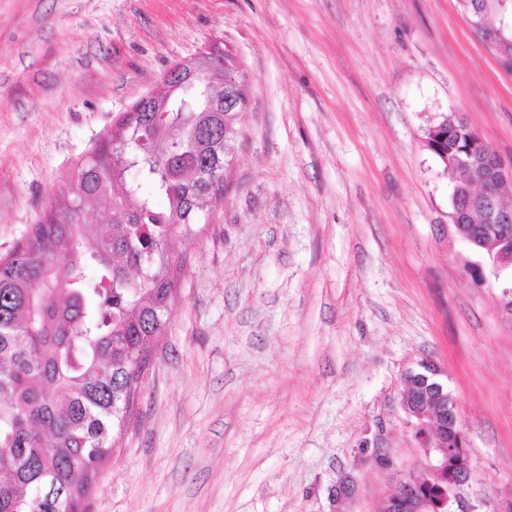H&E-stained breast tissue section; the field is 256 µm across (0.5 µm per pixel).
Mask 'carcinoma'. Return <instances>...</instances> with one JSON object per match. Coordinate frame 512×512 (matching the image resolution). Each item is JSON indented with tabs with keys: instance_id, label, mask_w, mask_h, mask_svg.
Listing matches in <instances>:
<instances>
[{
	"instance_id": "1",
	"label": "carcinoma",
	"mask_w": 512,
	"mask_h": 512,
	"mask_svg": "<svg viewBox=\"0 0 512 512\" xmlns=\"http://www.w3.org/2000/svg\"><path fill=\"white\" fill-rule=\"evenodd\" d=\"M211 96V112L124 113L46 221L0 257V512H90L183 273L171 240L202 232L227 194L212 185L226 181L244 113L224 119V84ZM470 130L455 119L430 145L470 153ZM88 204L107 222L85 223ZM413 485L435 502L443 480Z\"/></svg>"
}]
</instances>
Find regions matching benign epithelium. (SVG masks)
<instances>
[{"label":"benign epithelium","instance_id":"benign-epithelium-1","mask_svg":"<svg viewBox=\"0 0 512 512\" xmlns=\"http://www.w3.org/2000/svg\"><path fill=\"white\" fill-rule=\"evenodd\" d=\"M507 0H458L462 13L472 35L479 40L495 58L501 60L506 49L512 46V37H507L509 24L500 22V26L488 25L487 17L492 11H502ZM228 66L225 54L214 49L194 60L180 62L166 73L161 84L145 96V100L155 101L160 97L179 101L182 108L191 111H203L211 107L208 87L216 80L224 79L227 98L224 99V111L233 112L237 102L231 92V80L225 76ZM474 148L487 155L488 163L482 171V180L497 185L498 193L488 196L474 189V185L463 183L452 188L450 219L457 236L475 252L484 257L485 262L475 265L474 272L484 280H492L501 288L500 303L505 312L512 316V209L503 207L499 200L512 195V169H507L496 156L491 146L480 136L475 135ZM479 211L484 223L495 224L498 231L492 235H480L468 226V217ZM421 370H408L403 376L401 407L416 430L420 448L426 462L417 470L425 476H436L448 467V416L453 414V397L438 376L442 370L431 362H421ZM463 460L456 464L454 476L448 487L442 489L439 504L414 494L408 473L396 485L387 504H402L410 512H471L466 506L462 490L473 476L467 458L468 440L464 432L458 433Z\"/></svg>","mask_w":512,"mask_h":512}]
</instances>
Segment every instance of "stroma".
<instances>
[{
  "instance_id": "35a3bbf8",
  "label": "stroma",
  "mask_w": 512,
  "mask_h": 512,
  "mask_svg": "<svg viewBox=\"0 0 512 512\" xmlns=\"http://www.w3.org/2000/svg\"><path fill=\"white\" fill-rule=\"evenodd\" d=\"M215 43L249 79L230 189L174 241L187 265L91 512H382L424 461L400 394L425 360L469 441L468 507L512 512V316L424 145L455 113L512 167V72L457 0H0V256Z\"/></svg>"
}]
</instances>
